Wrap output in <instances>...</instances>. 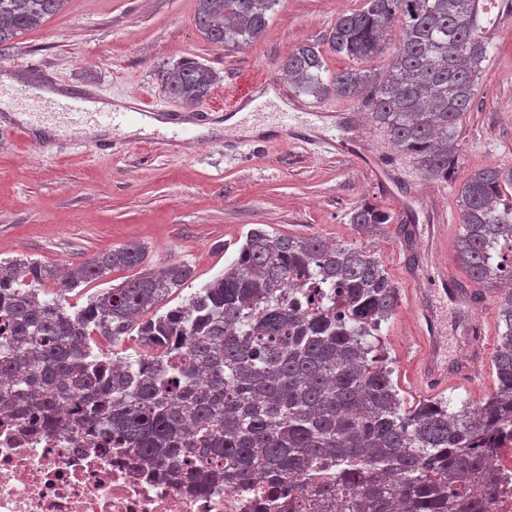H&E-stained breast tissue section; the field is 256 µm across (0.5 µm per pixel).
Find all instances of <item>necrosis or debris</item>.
Masks as SVG:
<instances>
[{
	"instance_id": "4bbe7bcc",
	"label": "necrosis or debris",
	"mask_w": 512,
	"mask_h": 512,
	"mask_svg": "<svg viewBox=\"0 0 512 512\" xmlns=\"http://www.w3.org/2000/svg\"><path fill=\"white\" fill-rule=\"evenodd\" d=\"M273 497L287 502V488L190 492L130 454L105 451L89 426L37 431L20 414L0 424V512H263Z\"/></svg>"
}]
</instances>
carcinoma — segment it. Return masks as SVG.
Returning <instances> with one entry per match:
<instances>
[{"mask_svg":"<svg viewBox=\"0 0 512 512\" xmlns=\"http://www.w3.org/2000/svg\"><path fill=\"white\" fill-rule=\"evenodd\" d=\"M66 0H0V46L59 13ZM281 0H197L207 41L256 40ZM476 0H366L336 19L324 41L357 60L402 38L388 69L328 73L320 44L304 41L281 62L300 94L360 101L368 121L423 176L447 178L458 127L483 73L488 40ZM168 94L203 101L215 74L185 58L163 74ZM455 259L467 280L500 289V331L483 402L448 412L444 397L405 407L394 364L379 339L399 288L376 254L320 236H274L252 228L224 272L185 303L157 306L194 276L184 262L143 269L98 290L80 308L65 295L115 269L137 268L146 249L129 243L96 254L65 276L28 259L0 260V417L12 407L57 429L58 406L92 424L104 448L133 453L157 470L184 460L197 492L217 479L276 488L300 476L315 505L340 512H497L499 467L512 429V166L471 173L460 185ZM389 215L364 203L351 223L374 233ZM135 355L93 352L100 335Z\"/></svg>","mask_w":512,"mask_h":512,"instance_id":"carcinoma-1","label":"carcinoma"}]
</instances>
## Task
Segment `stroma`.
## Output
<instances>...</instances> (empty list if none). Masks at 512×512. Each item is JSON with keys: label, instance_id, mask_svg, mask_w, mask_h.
<instances>
[{"label": "stroma", "instance_id": "1", "mask_svg": "<svg viewBox=\"0 0 512 512\" xmlns=\"http://www.w3.org/2000/svg\"><path fill=\"white\" fill-rule=\"evenodd\" d=\"M364 3L282 0L259 38L223 48L198 30L196 0H67L57 15L0 49V77L65 87L82 83L100 98H131L143 112L177 116V134L131 138L116 127V150L97 153L82 128L39 137L31 124L0 110V130L21 131L0 143V259L62 269L138 242L147 248L149 267L177 259L193 268V279L168 299L173 308L223 272L250 229L349 243L359 238L352 212L369 203L391 217L368 243L400 293L381 343L394 361L405 406L430 398L416 378L428 339L415 308L422 283L409 267L430 268L437 257L427 229L433 209L447 211L448 234L456 236L460 184L475 171L512 165V24L493 39L460 124L458 166L449 178L427 179L412 160L391 150L357 101L332 93L295 96L279 70L292 49L322 38L338 16ZM185 57L217 76L198 108L178 104L165 92V69ZM267 88L287 102L294 123L306 115L332 117L328 133L339 150L321 154L271 134L264 148L247 142L228 152L223 137H197L195 127L233 113L236 96ZM374 157L396 166L403 182L377 185L369 170ZM403 224L414 228L415 251L406 249L398 233Z\"/></svg>", "mask_w": 512, "mask_h": 512}]
</instances>
